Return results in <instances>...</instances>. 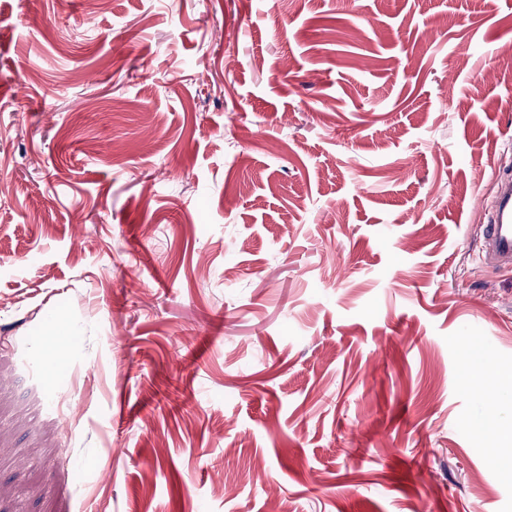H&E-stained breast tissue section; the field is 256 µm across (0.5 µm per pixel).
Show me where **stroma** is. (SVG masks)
<instances>
[{
  "label": "stroma",
  "instance_id": "stroma-1",
  "mask_svg": "<svg viewBox=\"0 0 512 512\" xmlns=\"http://www.w3.org/2000/svg\"><path fill=\"white\" fill-rule=\"evenodd\" d=\"M509 167L512 0H0V512H512ZM483 259L492 269L512 268V172L497 179L490 218L483 225Z\"/></svg>",
  "mask_w": 512,
  "mask_h": 512
}]
</instances>
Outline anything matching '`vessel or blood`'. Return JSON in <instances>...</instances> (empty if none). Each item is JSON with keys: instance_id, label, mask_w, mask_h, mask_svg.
Listing matches in <instances>:
<instances>
[{"instance_id": "b4317fda", "label": "vessel or blood", "mask_w": 512, "mask_h": 512, "mask_svg": "<svg viewBox=\"0 0 512 512\" xmlns=\"http://www.w3.org/2000/svg\"><path fill=\"white\" fill-rule=\"evenodd\" d=\"M483 259L492 269L512 268V172L500 175L490 208V218L484 224Z\"/></svg>"}]
</instances>
